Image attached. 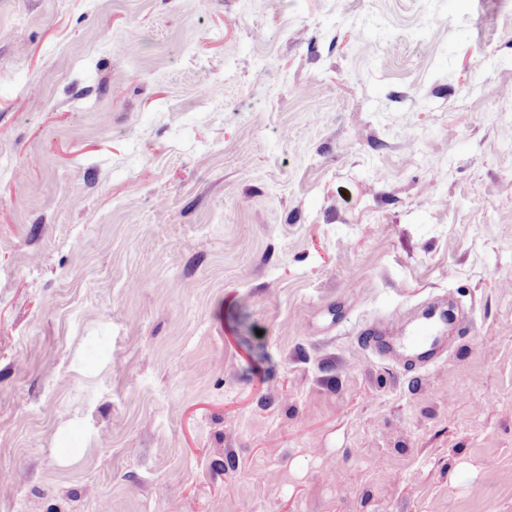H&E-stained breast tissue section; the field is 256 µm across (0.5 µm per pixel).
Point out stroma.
I'll use <instances>...</instances> for the list:
<instances>
[{
    "label": "stroma",
    "instance_id": "obj_1",
    "mask_svg": "<svg viewBox=\"0 0 512 512\" xmlns=\"http://www.w3.org/2000/svg\"><path fill=\"white\" fill-rule=\"evenodd\" d=\"M0 512H512V11L0 0ZM447 322L446 314L440 315L438 318H431L428 321L418 322L411 334L407 336V341L411 349L416 352L420 359H423V367H427L435 362L433 353L435 346L440 337L439 327Z\"/></svg>",
    "mask_w": 512,
    "mask_h": 512
}]
</instances>
